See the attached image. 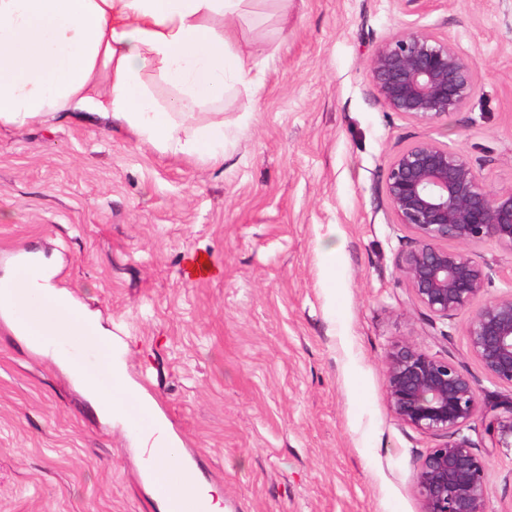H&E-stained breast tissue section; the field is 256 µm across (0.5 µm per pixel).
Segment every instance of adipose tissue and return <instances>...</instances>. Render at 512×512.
Segmentation results:
<instances>
[{
	"label": "adipose tissue",
	"instance_id": "obj_1",
	"mask_svg": "<svg viewBox=\"0 0 512 512\" xmlns=\"http://www.w3.org/2000/svg\"><path fill=\"white\" fill-rule=\"evenodd\" d=\"M252 0H0V126L89 110L137 142L224 160L215 115L227 92L254 89L239 22ZM31 257L0 283L43 335H81L86 315Z\"/></svg>",
	"mask_w": 512,
	"mask_h": 512
}]
</instances>
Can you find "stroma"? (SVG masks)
<instances>
[{
    "instance_id": "1",
    "label": "stroma",
    "mask_w": 512,
    "mask_h": 512,
    "mask_svg": "<svg viewBox=\"0 0 512 512\" xmlns=\"http://www.w3.org/2000/svg\"><path fill=\"white\" fill-rule=\"evenodd\" d=\"M243 23L257 88L224 101V162L162 154L87 113L0 127V274L42 252L52 283L98 314L126 387L150 399L224 512H421L414 474L441 436L391 413L385 357L409 341L452 356L480 403L512 396L470 353L466 308L427 316L398 260L413 235L385 195L419 140L512 188V0H255ZM432 31L479 82L420 123L379 97L369 64L400 32ZM470 253L512 294V251ZM212 273L186 278L188 257ZM489 512H512V448L489 447ZM142 433L102 419L0 316V512H163Z\"/></svg>"
}]
</instances>
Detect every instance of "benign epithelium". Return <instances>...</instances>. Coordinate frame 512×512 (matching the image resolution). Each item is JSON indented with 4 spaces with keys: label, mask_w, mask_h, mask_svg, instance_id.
<instances>
[{
    "label": "benign epithelium",
    "mask_w": 512,
    "mask_h": 512,
    "mask_svg": "<svg viewBox=\"0 0 512 512\" xmlns=\"http://www.w3.org/2000/svg\"><path fill=\"white\" fill-rule=\"evenodd\" d=\"M370 74L391 110L423 123L461 109L478 80L471 59L433 32L384 41ZM385 193L397 223L416 237L399 267L420 306L448 319L482 296L489 274L464 247L489 240L512 250V188L488 192L461 153L425 139L392 157ZM450 241L458 247H448ZM466 335L484 370L512 385V295L485 303ZM386 395L399 421L447 437L417 463L422 512H488L489 459L473 452L462 430L479 417L491 447L511 448L512 397L481 407L472 379L452 357L411 343H397L387 354Z\"/></svg>",
    "instance_id": "7a95c632"
}]
</instances>
